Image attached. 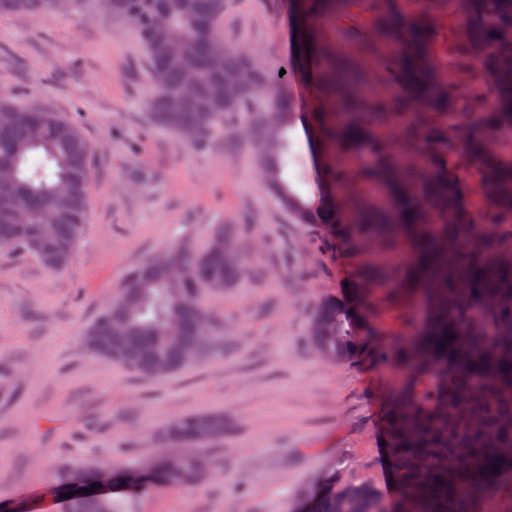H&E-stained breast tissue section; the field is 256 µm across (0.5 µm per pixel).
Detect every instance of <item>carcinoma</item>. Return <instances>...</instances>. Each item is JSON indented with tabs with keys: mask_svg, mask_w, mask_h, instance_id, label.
Masks as SVG:
<instances>
[{
	"mask_svg": "<svg viewBox=\"0 0 512 512\" xmlns=\"http://www.w3.org/2000/svg\"><path fill=\"white\" fill-rule=\"evenodd\" d=\"M337 0H298L312 16ZM467 25L458 33L461 62L486 76L490 93L463 105V92L433 74L428 46L434 27L419 16L402 18L382 38L407 115L397 137L376 131L389 111L361 90L364 80L336 60V47L314 53L317 105L297 112L288 76L259 63L245 48L224 41L219 26L227 0H121L112 14L136 28L146 51L154 92L150 121L177 134L215 130L250 136L263 182L296 224L361 247L408 251L401 267L367 268L362 280L315 306L308 342L335 363L358 359L372 337L376 291L406 298L424 310L421 323L376 354L405 371L384 414L392 484L407 490L387 507L368 482L343 484L328 476L305 512H512V0H462ZM55 0H0V17L40 16ZM195 94L179 98L187 76ZM313 130L317 194L304 200L283 177L288 130ZM91 147L76 123L54 112L0 103V240L12 254L34 260L35 244L57 250L67 266L83 234L89 206ZM477 169L481 195L497 224L476 223L463 167ZM379 197L368 202L361 187ZM343 186L356 209L349 216L332 189ZM242 226L214 224L200 248L184 245L180 278L144 262L85 332L91 354L141 377L179 372L224 350L209 323L203 296L233 288L246 275L245 255L210 249L224 238L241 243ZM427 378L421 389L417 380ZM221 412L190 413L167 422L160 439L178 451L156 456L143 469L117 471L88 459L55 473L69 512H125L124 505L155 488L194 486L210 472L202 452L224 439ZM93 493L86 494L84 490Z\"/></svg>",
	"mask_w": 512,
	"mask_h": 512,
	"instance_id": "cac0c4a2",
	"label": "carcinoma"
}]
</instances>
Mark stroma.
Here are the masks:
<instances>
[{
    "label": "stroma",
    "mask_w": 512,
    "mask_h": 512,
    "mask_svg": "<svg viewBox=\"0 0 512 512\" xmlns=\"http://www.w3.org/2000/svg\"><path fill=\"white\" fill-rule=\"evenodd\" d=\"M395 10L434 23L439 77L467 89L480 83L479 68L456 55L460 0H398ZM377 25L373 0H346L319 21L283 0H232L222 34L268 64L293 66L297 96L313 90L295 45L321 38L360 62L368 90L395 104L401 93L386 79L385 46L364 52ZM152 91L137 33L102 17L95 0L0 18V101L75 121L92 145L87 221L70 264L50 271L0 255V512H68L55 490L58 466L86 457L147 465L161 450L158 427L205 410L231 423L208 451L212 474L194 488L142 494L134 512H297L332 473L392 499L381 433L397 371L375 356L328 363L306 341L317 301L376 258L292 223L262 184L251 143L229 146L218 135L201 146L154 128ZM289 138L285 177L307 198L310 145L302 127ZM222 222L250 225L259 245L236 287L203 300L224 327L223 353L144 379L84 350L85 329L131 268L174 241L203 244ZM420 318L417 307L380 299L377 343Z\"/></svg>",
    "instance_id": "stroma-1"
}]
</instances>
